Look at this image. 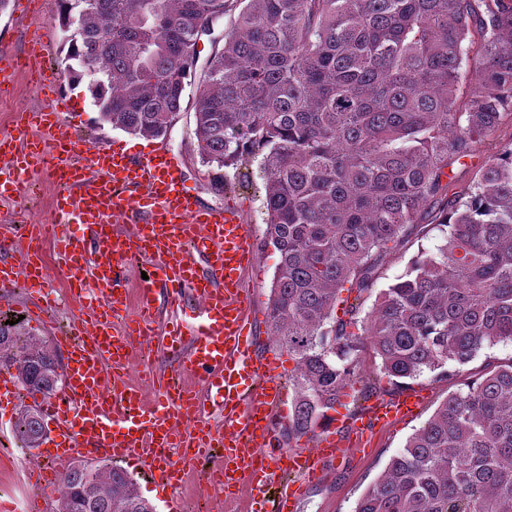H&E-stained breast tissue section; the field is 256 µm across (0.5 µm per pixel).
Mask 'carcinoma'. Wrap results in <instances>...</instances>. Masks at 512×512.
<instances>
[{"instance_id":"carcinoma-1","label":"carcinoma","mask_w":512,"mask_h":512,"mask_svg":"<svg viewBox=\"0 0 512 512\" xmlns=\"http://www.w3.org/2000/svg\"><path fill=\"white\" fill-rule=\"evenodd\" d=\"M76 29L60 74L85 83L97 123L167 135L193 85L202 163L260 159L263 244L279 254L267 305L273 344L295 362L290 439L329 427L368 347L389 377H450L512 343V139L454 190V166L512 116V0H58ZM228 17L196 74L202 32ZM468 70H463V65ZM469 76L470 93L457 91ZM443 233L362 320L341 291L371 288L412 235ZM361 327L353 332L351 328ZM31 396L59 381L46 342L0 321V370ZM27 448L45 425L15 423ZM58 512H155L114 464L72 463ZM354 512H512V359L448 394Z\"/></svg>"}]
</instances>
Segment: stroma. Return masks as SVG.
Returning <instances> with one entry per match:
<instances>
[{
  "label": "stroma",
  "mask_w": 512,
  "mask_h": 512,
  "mask_svg": "<svg viewBox=\"0 0 512 512\" xmlns=\"http://www.w3.org/2000/svg\"><path fill=\"white\" fill-rule=\"evenodd\" d=\"M58 0H42L41 10L34 19L10 21L8 14H0V50L15 60L24 61L32 56V33L36 26L45 24L53 28L52 43L43 56L37 57L40 70L58 71V60L63 55L62 33L58 31ZM34 78L28 71H19L12 82L0 88V137L12 133V115L16 112H34L48 105L53 95L60 94L70 100L71 110L65 113L67 123L88 143L126 150L128 155L143 156L156 147L169 150L179 163L189 184L195 186L205 204L221 207L228 202L237 203L251 227L254 240H261L267 218L264 180L255 160L225 168L224 177L231 188L216 194L210 188L213 177L211 167L203 164L194 136L195 119L192 96H185L181 112L175 116L164 139H146L111 126L97 125L96 109L85 86L68 87L63 84L47 86L35 91ZM56 188L47 175L37 174L24 184L21 192L12 198L0 199V225L14 224L27 213L34 214L41 223L52 217V203ZM442 234L433 229L410 237L396 254L389 256L380 268L371 290L361 295L364 307H372L378 292L388 288L405 273L410 261L421 251H434ZM278 255L273 247L256 249L255 260L249 266L243 281L246 293L254 300L253 325L260 347L271 344L266 328V302L270 295ZM512 358L511 344H497L481 350L459 373L451 378L434 373L411 380V387L427 393L428 399L421 412L413 419L373 434L369 444L361 450H346L324 475L310 483L299 500L296 512H354L359 497L384 471L391 456L402 449L407 440L431 417L450 392L478 377L490 363ZM19 404L0 406V440L8 441L10 452L0 454V502L14 503L15 499L31 493L32 487L23 471V448L15 436L14 426ZM131 475L140 493L155 507L165 512L167 499L181 498L187 512H247L246 504L225 502L223 494L207 486L201 473H194L190 483L179 488L166 486L149 472L135 469Z\"/></svg>",
  "instance_id": "obj_1"
}]
</instances>
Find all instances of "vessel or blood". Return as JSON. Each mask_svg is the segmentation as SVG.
Wrapping results in <instances>:
<instances>
[{
    "label": "vessel or blood",
    "instance_id": "1",
    "mask_svg": "<svg viewBox=\"0 0 512 512\" xmlns=\"http://www.w3.org/2000/svg\"><path fill=\"white\" fill-rule=\"evenodd\" d=\"M68 109L58 97L39 112L15 113L16 137L0 140V198L19 192L35 171L58 177L66 192L54 202L49 235L67 269L69 292L82 295L91 283L98 293L95 304L81 306L73 318L82 340L65 343L63 387L43 407V445L53 451L54 474L75 456L101 453L158 471L175 487L195 460L212 454V471L228 497L245 490L262 502L280 473L292 475V482L280 485L272 509L295 512L304 486L322 475L324 461L340 448L364 446L374 431L422 407L425 397L418 392L379 400L363 412V425L340 418L311 446L272 450L274 411L284 386L274 352L255 347L253 300L242 288L254 242L241 210L231 204L205 207L165 148L138 159L81 142L62 117ZM132 212L138 225L118 230L115 219ZM71 222L87 225L89 237L69 235ZM31 231L28 225L17 234L0 228V290L25 282L40 300L29 313L38 321L49 279L47 265L22 244ZM134 257L149 265L135 290L125 278ZM134 291L137 315L116 329L112 318ZM188 294L198 299L197 323L173 321L160 338L163 352L178 355L185 381H159L154 401L143 403L127 372L136 346L156 339L155 301L177 304ZM214 396L224 409L220 429L207 420Z\"/></svg>",
    "mask_w": 512,
    "mask_h": 512
}]
</instances>
